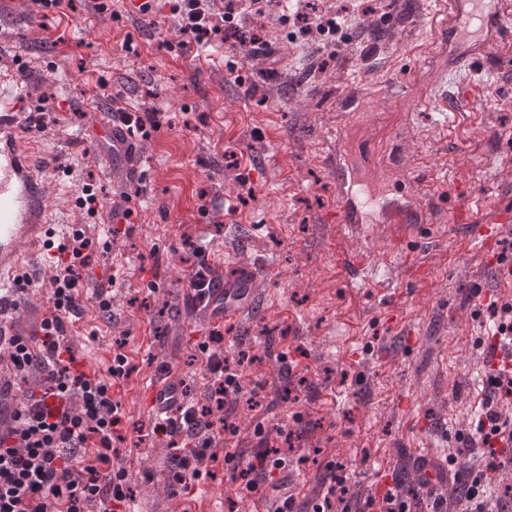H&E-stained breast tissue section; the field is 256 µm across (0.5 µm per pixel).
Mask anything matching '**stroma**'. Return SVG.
I'll return each mask as SVG.
<instances>
[{
    "instance_id": "35a3bbf8",
    "label": "stroma",
    "mask_w": 512,
    "mask_h": 512,
    "mask_svg": "<svg viewBox=\"0 0 512 512\" xmlns=\"http://www.w3.org/2000/svg\"><path fill=\"white\" fill-rule=\"evenodd\" d=\"M97 13L75 0L68 15H33L30 0H0V80L19 66L20 117L51 105L47 128L24 138L45 166L48 202L59 223L102 234L111 210L138 196L131 223L107 237L80 281L83 313L71 343L86 369L106 373L117 339L132 368L119 388L120 460L133 512H248L250 497L224 466L193 494L173 493V449L154 433L146 383L171 367L189 397L201 394L196 345L217 327L188 309L186 288L200 261L224 274L253 264L259 290L249 310L221 327L224 352L255 361L247 382L262 385L261 404L239 406L236 452L252 456L256 425L282 424L293 449L274 480H287L298 502L321 489L328 463L373 495L414 496L417 456L461 448L483 395L481 378L493 321L490 303L512 302L482 266L481 243L444 216L460 204L484 217L485 197L512 208V35L481 61L441 80L430 105L399 112L396 87L427 81L433 69L420 45L444 53L450 0H374L337 33L336 54H314L320 36L292 38L281 10L265 16L275 59L231 47L182 53L166 0L137 16L128 0ZM236 71H229V64ZM381 81L390 90L373 109L392 116L388 143L399 149L400 176L422 183L437 220L401 233L394 224L366 228L336 221V188L322 162L336 138L343 95ZM154 111L161 126L138 144L146 178L100 167L88 149L105 150L103 103ZM98 212L76 206L83 185ZM206 248L193 256L189 242ZM362 270L345 285L341 263ZM48 259L31 267L32 291L17 312L30 328L49 309ZM486 291L479 304L474 296ZM111 304L103 315L99 299Z\"/></svg>"
}]
</instances>
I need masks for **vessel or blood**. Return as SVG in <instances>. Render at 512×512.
Returning <instances> with one entry per match:
<instances>
[{
  "instance_id": "obj_1",
  "label": "vessel or blood",
  "mask_w": 512,
  "mask_h": 512,
  "mask_svg": "<svg viewBox=\"0 0 512 512\" xmlns=\"http://www.w3.org/2000/svg\"><path fill=\"white\" fill-rule=\"evenodd\" d=\"M448 19L452 44L445 72H456L468 59L491 53L499 44L512 0H454ZM380 94L378 86L352 88L343 98L349 116L339 122L336 144L326 150L323 162L336 185V220L341 224H397L405 228L431 220L421 203V187L402 185L399 161L388 151V118L375 115L372 105ZM13 108L0 101V334L10 335L15 290L29 269V262L47 249L51 227L46 181L20 139ZM453 224L472 225L485 243L494 242L503 227L512 223V212L499 210L483 223L473 211L452 213ZM257 277L242 263L225 277L215 299L224 309L219 321H230L239 313L240 298H253Z\"/></svg>"
}]
</instances>
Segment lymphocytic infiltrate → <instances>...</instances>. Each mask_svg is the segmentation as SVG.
<instances>
[{
    "mask_svg": "<svg viewBox=\"0 0 512 512\" xmlns=\"http://www.w3.org/2000/svg\"><path fill=\"white\" fill-rule=\"evenodd\" d=\"M168 4L183 36L182 49L230 40L242 47L267 46L261 34H245L236 25L237 0H227L222 8L217 0ZM99 245V239L79 229L58 244L49 288L52 309L38 335H0V364L28 384L17 397L14 427L8 437L0 436V512H117L130 498L125 469L111 463L121 422L112 389L130 375L127 358L116 353L106 374L89 373L68 342V327L82 310L78 270ZM223 341V334L213 330L197 345L207 372L200 400L184 401L175 415L157 417L154 424L155 433L168 437L170 447L184 451L176 481L186 490L208 475L209 461L218 456V440L229 443L237 436L239 403L253 407L260 396L259 388L244 389V362L225 356ZM484 389L480 407L459 439L497 460L512 451V418L502 409L512 399V367L488 364ZM255 435L258 449L250 460L237 461L231 453L223 458L240 488L261 496L293 433L259 427ZM448 462L456 466L455 478L466 490L455 497L444 482L423 488L430 512H512V497L500 492L486 470L453 456ZM329 479L326 491L307 503L306 512H413V502L400 495L389 492L378 499L349 485L339 465H330Z\"/></svg>",
    "mask_w": 512,
    "mask_h": 512,
    "instance_id": "1",
    "label": "lymphocytic infiltrate"
}]
</instances>
